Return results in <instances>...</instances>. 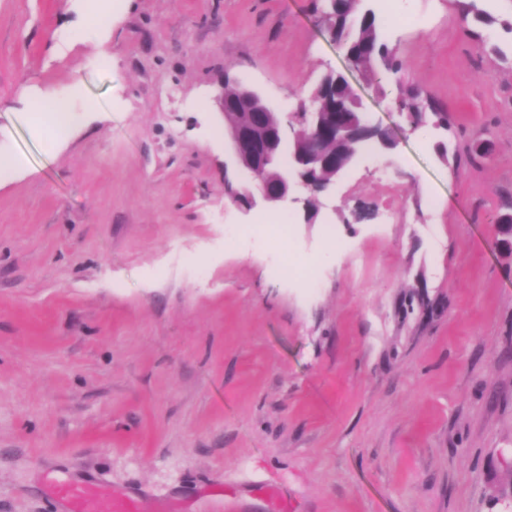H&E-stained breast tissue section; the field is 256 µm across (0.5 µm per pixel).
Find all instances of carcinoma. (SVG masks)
<instances>
[{
    "mask_svg": "<svg viewBox=\"0 0 512 512\" xmlns=\"http://www.w3.org/2000/svg\"><path fill=\"white\" fill-rule=\"evenodd\" d=\"M363 0H315L314 12L327 19L326 34L341 46L354 68L366 77V85L377 98L385 95L384 85L390 77L405 69V59L400 47L391 43L382 31L375 12L362 5ZM318 87L330 90V100L313 98L315 105L326 103L327 108L352 123L364 111V100L354 90L348 79L335 72L323 75ZM396 107L406 122L417 127L423 123L425 113L438 118L437 124L450 125L448 113L436 108L430 98L418 87L401 91Z\"/></svg>",
    "mask_w": 512,
    "mask_h": 512,
    "instance_id": "carcinoma-1",
    "label": "carcinoma"
}]
</instances>
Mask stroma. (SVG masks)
Here are the masks:
<instances>
[{
	"mask_svg": "<svg viewBox=\"0 0 512 512\" xmlns=\"http://www.w3.org/2000/svg\"><path fill=\"white\" fill-rule=\"evenodd\" d=\"M108 4L105 45L72 37ZM372 4L397 146L289 210L305 288L240 234L277 240L228 196L218 99L364 91L312 0H0V512H65L68 478L172 512H275L267 484L288 512H512V0ZM409 86L450 129L388 111ZM28 112H40L43 120L56 131L57 141L66 140L71 132V109L68 101L45 92L28 105Z\"/></svg>",
	"mask_w": 512,
	"mask_h": 512,
	"instance_id": "1",
	"label": "stroma"
}]
</instances>
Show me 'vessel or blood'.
<instances>
[{"mask_svg": "<svg viewBox=\"0 0 512 512\" xmlns=\"http://www.w3.org/2000/svg\"><path fill=\"white\" fill-rule=\"evenodd\" d=\"M51 492L67 512H142L138 497L105 493L91 481H53Z\"/></svg>", "mask_w": 512, "mask_h": 512, "instance_id": "1", "label": "vessel or blood"}]
</instances>
